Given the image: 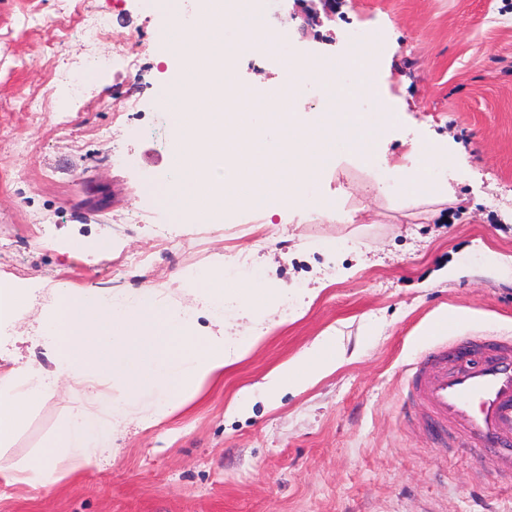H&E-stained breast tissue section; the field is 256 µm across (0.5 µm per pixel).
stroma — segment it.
Instances as JSON below:
<instances>
[{
    "label": "stroma",
    "mask_w": 512,
    "mask_h": 512,
    "mask_svg": "<svg viewBox=\"0 0 512 512\" xmlns=\"http://www.w3.org/2000/svg\"><path fill=\"white\" fill-rule=\"evenodd\" d=\"M271 9L289 18V49L307 56L344 57L374 38L379 98L360 107L383 100L400 118L371 164L343 158L314 188L337 213L241 209L197 224L143 188L167 180L175 151L172 139L141 133L170 125L156 100L175 59L154 37L156 17L141 0H0V280L38 285L25 319L0 329V373L52 369L34 334L63 284L116 295L153 287L188 305L197 273L246 261L290 298L234 326L266 333L223 381L161 421L120 427L97 467L74 469L59 454L51 490L7 488L0 512H512V482L492 460L466 444L435 448L404 377L444 339L431 327L439 315L465 312L462 336L512 339V279L493 270L512 256V8L337 0L310 25L294 17V0ZM91 15L105 16L115 39L86 41ZM90 59L105 67L73 95L69 81ZM129 99L137 111L122 112ZM418 137L453 159L434 172L447 199L399 196L396 167ZM454 265L466 274L441 278ZM329 334L335 370L274 403L259 394L269 372ZM79 405L68 384L54 387L0 446V473L22 469Z\"/></svg>",
    "instance_id": "stroma-1"
}]
</instances>
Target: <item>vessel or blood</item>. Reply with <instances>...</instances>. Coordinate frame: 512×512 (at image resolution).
Segmentation results:
<instances>
[{
	"label": "vessel or blood",
	"mask_w": 512,
	"mask_h": 512,
	"mask_svg": "<svg viewBox=\"0 0 512 512\" xmlns=\"http://www.w3.org/2000/svg\"><path fill=\"white\" fill-rule=\"evenodd\" d=\"M426 408L425 423L440 447L469 441L512 472V343L432 347L408 382Z\"/></svg>",
	"instance_id": "b4317fda"
}]
</instances>
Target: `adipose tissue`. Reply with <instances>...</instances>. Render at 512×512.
<instances>
[{
	"mask_svg": "<svg viewBox=\"0 0 512 512\" xmlns=\"http://www.w3.org/2000/svg\"><path fill=\"white\" fill-rule=\"evenodd\" d=\"M411 171L401 174L409 201L444 197L447 188L432 176L448 167L442 146L422 138L412 143ZM197 281L198 305L186 306L160 298L153 288L119 297L100 290L57 291V304L44 310L42 347L53 364L48 374H0V445L9 442L31 409L65 379L82 388L103 381L109 388L91 396L66 428L49 440L23 470L25 482L53 485L52 464L68 454L75 468L99 464V449L110 447L117 426L157 422L192 397L200 385L224 376L225 368L241 360L259 341V334L229 337L226 309L238 316L280 303L264 288L258 268L206 270ZM208 316L215 330L200 331L198 320ZM336 339L323 337L296 358L281 364L261 386L262 395L279 399L289 388L306 385L336 366Z\"/></svg>",
	"mask_w": 512,
	"mask_h": 512,
	"instance_id": "obj_1",
	"label": "adipose tissue"
}]
</instances>
